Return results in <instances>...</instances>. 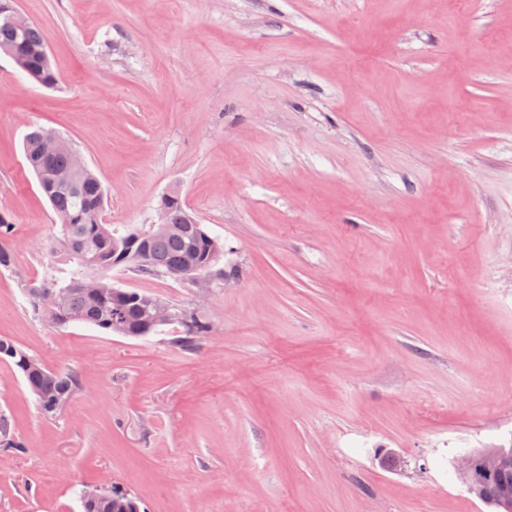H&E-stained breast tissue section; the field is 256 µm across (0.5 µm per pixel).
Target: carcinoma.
<instances>
[{"label": "carcinoma", "instance_id": "obj_1", "mask_svg": "<svg viewBox=\"0 0 512 512\" xmlns=\"http://www.w3.org/2000/svg\"><path fill=\"white\" fill-rule=\"evenodd\" d=\"M48 43L46 32L30 21L16 27L0 21V48L9 47L21 56L22 73L35 75L45 88L60 82L54 62L46 60L42 48ZM23 149L27 162L38 180L44 181L43 193L53 206L60 232L51 241L49 251L64 257L63 266L39 280L40 294L29 296L33 309L45 312L59 327L79 323L103 333L139 338L143 331L153 333L159 325L149 322L150 309L146 294L138 290L115 288L104 277L88 275L90 271L108 272L119 265L134 267L145 276L159 273L176 276L190 257H195L197 270L210 274L220 260L223 247L201 224L189 222L182 199L168 204V223L161 232L142 236L135 228L120 229L101 222L105 192L99 178L85 169L74 174L68 185L51 182L56 170L71 168L69 146L54 151L45 148L40 126L33 125L24 135ZM12 220L0 213V267L14 265L10 245ZM61 295L58 308L50 310L43 295ZM208 331V326L190 314L180 322L173 343L192 347ZM0 360L19 371L26 388L46 417L58 415L79 388L77 375L70 370H54L7 339H0ZM469 493L484 503L491 512H507L512 502V454L501 456L496 465V479L490 484H469ZM83 512H135L139 500L124 495L108 494L102 499H81Z\"/></svg>", "mask_w": 512, "mask_h": 512}]
</instances>
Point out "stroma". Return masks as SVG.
<instances>
[{
  "instance_id": "stroma-1",
  "label": "stroma",
  "mask_w": 512,
  "mask_h": 512,
  "mask_svg": "<svg viewBox=\"0 0 512 512\" xmlns=\"http://www.w3.org/2000/svg\"><path fill=\"white\" fill-rule=\"evenodd\" d=\"M18 8L62 81L0 55V338L80 388L45 417L0 361V512L115 485L144 512H487L456 468L512 446V0ZM32 124L98 176L103 223H155L175 186L223 243L205 291L110 274L205 319L196 348L34 312L60 226ZM12 220L6 213H0V267L8 269L14 265V253L10 245Z\"/></svg>"
}]
</instances>
